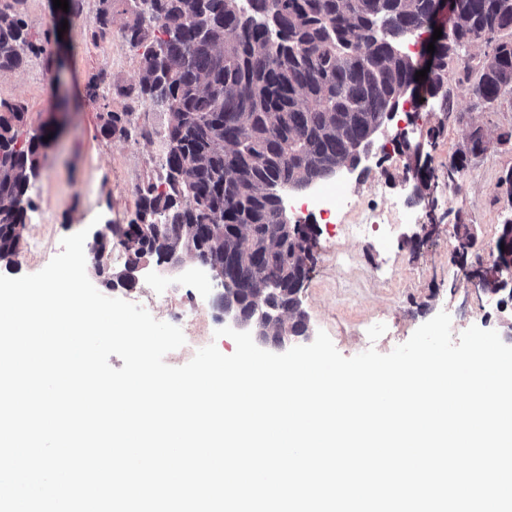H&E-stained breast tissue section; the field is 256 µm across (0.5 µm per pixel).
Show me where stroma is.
<instances>
[{
	"label": "stroma",
	"mask_w": 512,
	"mask_h": 512,
	"mask_svg": "<svg viewBox=\"0 0 512 512\" xmlns=\"http://www.w3.org/2000/svg\"><path fill=\"white\" fill-rule=\"evenodd\" d=\"M97 8L98 0H84L67 36L64 65L57 75H50L41 57L31 59L24 70L0 73V98L22 102L27 108L20 135H27L59 110L67 112L29 191L34 208L28 213L22 248L11 271L15 277L43 269L60 252L62 238L84 229L93 218L105 224H128L136 209L137 186L161 170L166 113L146 105L128 107L114 92L94 101L86 95L91 77L99 71H108L112 83L126 84L137 70V52L121 33L126 21L122 10L114 11L112 34L104 44L96 47L87 41V32L97 26ZM486 50L482 43L468 47L453 67L455 117H445L427 105L408 127L409 139L416 144L425 141L430 127L443 125L444 133L431 153L433 167L447 162L472 126L494 131L512 125V106L506 104L494 112L471 110V97L458 83L465 63ZM127 108L132 111L130 137L102 135L100 113ZM511 167L512 145L493 142L472 159L460 189L441 185L435 191L440 210L459 213L464 223L472 225L474 255L487 256L500 225L512 218V204L500 198L497 188L499 175ZM403 177L402 167L393 159L373 167L366 180L344 175L355 200L345 223H360L373 209H390L393 200H409L411 189ZM414 211L416 222L399 225L385 244L370 232L356 238L330 237L319 215L308 217L315 261L301 291L302 307L312 331H325L343 356L371 347L389 353L442 311L450 315L456 336L473 325L495 330L503 339L512 333V301L473 290L463 270L452 262L453 224H439L429 232L423 205H415ZM141 266V286L127 293L126 301L180 327L186 339L184 346L166 355L167 364L184 365L211 343L223 354L234 352L231 338L214 336L222 326L216 310L189 312L188 298L200 293L201 287L186 268L160 265L152 258L143 259Z\"/></svg>",
	"instance_id": "1"
}]
</instances>
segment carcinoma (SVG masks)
I'll return each mask as SVG.
<instances>
[{"label": "carcinoma", "instance_id": "1", "mask_svg": "<svg viewBox=\"0 0 512 512\" xmlns=\"http://www.w3.org/2000/svg\"><path fill=\"white\" fill-rule=\"evenodd\" d=\"M114 2L98 0L95 44L112 26ZM123 2V38L140 50V60L135 79L116 91L168 114L162 172L138 187L134 218L112 228L128 254L124 269L152 256L178 264L186 257L180 240L191 236L223 275L214 305L232 296L245 318L254 316L261 281L274 289L270 303L301 306L313 264L307 232L283 231L274 190H303L354 162V147L376 139L392 102L412 85L438 111L454 112L450 66L488 28L496 41L464 74L472 82V109L512 99V0H457L451 35L434 41L432 65L419 81L416 58L404 45L429 29L433 0ZM24 3L0 0V71L47 54L49 34L34 37ZM127 116L106 113L101 132L129 136ZM25 123L26 107L0 98V266L7 270L16 264L32 209L28 192L48 147L43 138L54 134L42 126L21 140ZM476 157L460 147L448 154L445 185L458 188ZM412 178L419 183L412 201L419 203L437 175L423 165ZM156 222L155 234L141 228ZM454 228L464 243L453 261L464 264L476 238L467 224ZM501 243L497 255L505 261L512 257V227L499 229L495 244ZM111 244L96 247L108 285L116 281L103 263ZM305 332L298 314L286 328L266 327L268 336Z\"/></svg>", "mask_w": 512, "mask_h": 512}]
</instances>
